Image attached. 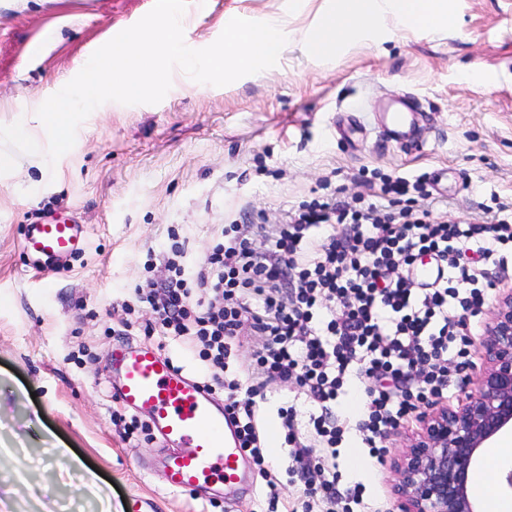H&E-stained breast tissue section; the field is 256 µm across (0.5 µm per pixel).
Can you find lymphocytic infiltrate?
Listing matches in <instances>:
<instances>
[{
  "label": "lymphocytic infiltrate",
  "instance_id": "f902f5d3",
  "mask_svg": "<svg viewBox=\"0 0 512 512\" xmlns=\"http://www.w3.org/2000/svg\"><path fill=\"white\" fill-rule=\"evenodd\" d=\"M221 236L191 271L185 243L172 244L163 283L136 288V302L155 318L145 332L199 347L205 386L223 390L239 444L256 466L267 453L258 398L277 381L306 387L321 407L314 437L306 439L286 409L285 441L297 471L318 476L308 495L320 498L324 512H336L331 466L344 424L332 403L350 381L364 383L363 441L380 460L387 430L447 394L471 365L469 325L484 305L471 256L512 252V217L445 221L409 205L390 211L328 198L286 213L269 231L228 224ZM426 257L437 269L430 281L416 275ZM246 334L259 343L243 377L234 364Z\"/></svg>",
  "mask_w": 512,
  "mask_h": 512
}]
</instances>
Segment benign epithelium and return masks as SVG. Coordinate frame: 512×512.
<instances>
[{
	"label": "benign epithelium",
	"instance_id": "benign-epithelium-1",
	"mask_svg": "<svg viewBox=\"0 0 512 512\" xmlns=\"http://www.w3.org/2000/svg\"><path fill=\"white\" fill-rule=\"evenodd\" d=\"M478 352L483 368L465 402L419 411L393 461L399 512H483L472 475L483 450L512 432V289L497 291Z\"/></svg>",
	"mask_w": 512,
	"mask_h": 512
}]
</instances>
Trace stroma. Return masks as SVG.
Wrapping results in <instances>:
<instances>
[{
	"mask_svg": "<svg viewBox=\"0 0 512 512\" xmlns=\"http://www.w3.org/2000/svg\"><path fill=\"white\" fill-rule=\"evenodd\" d=\"M330 0H190L186 44L211 45L227 17L274 15L288 29H313ZM154 0H0V440L14 455L0 472L10 512H58L97 503L74 478L90 468L112 498V512H225L223 498L170 494L148 466L164 452L156 433L133 429L132 410L112 397L114 344L158 345L144 333L147 313L114 331L122 305L146 278L150 253L187 241L198 265L219 225L260 224L303 202L333 195L378 199L381 179L427 180L416 208L439 217L485 220L512 211V0H450L455 25L435 34L388 24L379 36L353 33L332 60L288 42L275 67L222 87L174 70V90L156 104L94 110L73 148L48 165L28 152L36 111L91 55L134 25ZM51 38H44V31ZM38 56H30L32 45ZM481 65L484 80L465 71ZM400 93L419 112L415 141L402 144L379 125ZM75 213L86 246L62 267L37 273L21 250L36 217ZM366 397L348 387L335 405L348 432L337 449L339 498L362 484L377 512H397L390 461L353 468L367 456L358 427ZM295 407L309 431L317 410L305 388L269 385L260 435L279 501L300 507L304 477L290 474L280 408Z\"/></svg>",
	"mask_w": 512,
	"mask_h": 512,
	"instance_id": "obj_1",
	"label": "stroma"
}]
</instances>
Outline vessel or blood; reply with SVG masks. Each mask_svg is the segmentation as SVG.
<instances>
[{
	"label": "vessel or blood",
	"instance_id": "vessel-or-blood-1",
	"mask_svg": "<svg viewBox=\"0 0 512 512\" xmlns=\"http://www.w3.org/2000/svg\"><path fill=\"white\" fill-rule=\"evenodd\" d=\"M405 97L394 100L387 131L397 140L410 134ZM85 227L76 220H46L28 225L22 252L30 266L65 262L82 251ZM112 396L146 418L170 452L161 463L162 486L172 493L222 484L233 501L242 481L244 456L224 406L203 385L150 345L119 343L111 354Z\"/></svg>",
	"mask_w": 512,
	"mask_h": 512
}]
</instances>
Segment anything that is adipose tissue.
<instances>
[{"label": "adipose tissue", "mask_w": 512, "mask_h": 512, "mask_svg": "<svg viewBox=\"0 0 512 512\" xmlns=\"http://www.w3.org/2000/svg\"><path fill=\"white\" fill-rule=\"evenodd\" d=\"M389 18L431 30L453 23L448 0H334L315 28L302 36L301 43L308 55L329 57L352 32L355 22L374 27Z\"/></svg>", "instance_id": "ef3b65f1"}]
</instances>
